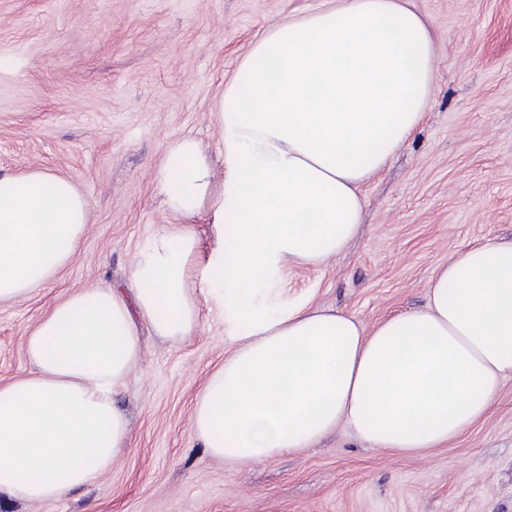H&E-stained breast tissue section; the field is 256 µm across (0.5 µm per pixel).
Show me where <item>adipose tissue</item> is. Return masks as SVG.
Returning a JSON list of instances; mask_svg holds the SVG:
<instances>
[{"label":"adipose tissue","instance_id":"1","mask_svg":"<svg viewBox=\"0 0 512 512\" xmlns=\"http://www.w3.org/2000/svg\"><path fill=\"white\" fill-rule=\"evenodd\" d=\"M435 46L408 0H338L272 27L215 103L224 169L200 141L166 150L155 182L173 224L132 259L123 288L75 289L27 336L34 367L0 386V494L25 504L95 484L129 445L115 396L141 355L137 322L180 340L199 326L198 278L234 344L195 398L191 428L212 457L269 461L340 423L403 454L454 440L512 375V240L486 239L441 266L423 308L374 328L284 296L360 231L361 185L423 123ZM70 181L0 176V304L69 264L89 219ZM214 247L198 264V218Z\"/></svg>","mask_w":512,"mask_h":512}]
</instances>
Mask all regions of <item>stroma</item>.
<instances>
[{"instance_id":"35a3bbf8","label":"stroma","mask_w":512,"mask_h":512,"mask_svg":"<svg viewBox=\"0 0 512 512\" xmlns=\"http://www.w3.org/2000/svg\"><path fill=\"white\" fill-rule=\"evenodd\" d=\"M334 0H0V170L44 169L91 205L74 260L0 305V384L29 374L25 340L74 289L124 287L132 256L175 223L154 174L190 136L221 165L209 110L252 45ZM436 44L426 119L360 188L347 251L292 269L288 297L372 328L421 307L437 269L512 239V0H411ZM197 332L167 341L138 324L142 354L118 395L128 450L96 484L0 512H512V377L464 435L405 456L345 425L266 463L221 462L190 427L194 398L233 350L205 290Z\"/></svg>"}]
</instances>
